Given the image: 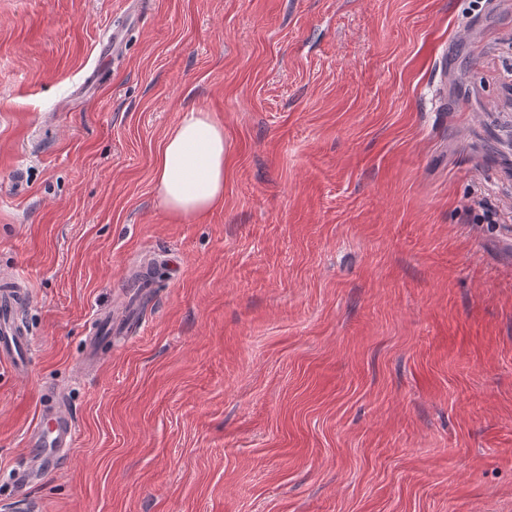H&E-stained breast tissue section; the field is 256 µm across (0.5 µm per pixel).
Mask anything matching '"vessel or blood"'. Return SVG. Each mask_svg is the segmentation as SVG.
Masks as SVG:
<instances>
[{
    "instance_id": "b4317fda",
    "label": "vessel or blood",
    "mask_w": 512,
    "mask_h": 512,
    "mask_svg": "<svg viewBox=\"0 0 512 512\" xmlns=\"http://www.w3.org/2000/svg\"><path fill=\"white\" fill-rule=\"evenodd\" d=\"M25 296L23 281L16 278L0 280V363L9 364L16 371L28 370L31 358L29 335L18 320ZM76 439L75 421L61 403L43 409L26 436L30 453L25 460V471L18 476L19 482H28L30 476L54 466L75 446Z\"/></svg>"
}]
</instances>
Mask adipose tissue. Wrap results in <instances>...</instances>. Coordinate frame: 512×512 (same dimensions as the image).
<instances>
[{
	"label": "adipose tissue",
	"mask_w": 512,
	"mask_h": 512,
	"mask_svg": "<svg viewBox=\"0 0 512 512\" xmlns=\"http://www.w3.org/2000/svg\"><path fill=\"white\" fill-rule=\"evenodd\" d=\"M224 151L222 120L200 108L182 112L155 159V189L170 215L200 218L223 205Z\"/></svg>",
	"instance_id": "ef3b65f1"
}]
</instances>
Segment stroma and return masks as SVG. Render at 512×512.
<instances>
[{
    "label": "stroma",
    "mask_w": 512,
    "mask_h": 512,
    "mask_svg": "<svg viewBox=\"0 0 512 512\" xmlns=\"http://www.w3.org/2000/svg\"><path fill=\"white\" fill-rule=\"evenodd\" d=\"M511 70L512 0H0L34 348L0 364V512H512ZM192 107L227 145L199 220L153 186ZM50 393L76 446L15 487Z\"/></svg>",
    "instance_id": "stroma-1"
}]
</instances>
